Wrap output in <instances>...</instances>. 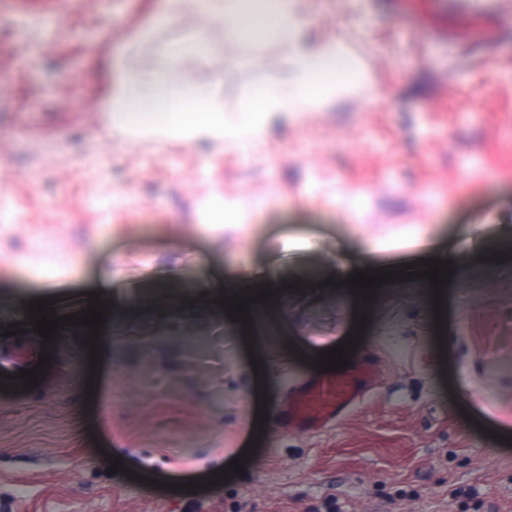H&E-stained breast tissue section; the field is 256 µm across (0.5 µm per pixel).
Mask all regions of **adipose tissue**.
Returning a JSON list of instances; mask_svg holds the SVG:
<instances>
[{"mask_svg": "<svg viewBox=\"0 0 512 512\" xmlns=\"http://www.w3.org/2000/svg\"><path fill=\"white\" fill-rule=\"evenodd\" d=\"M190 7L199 16L220 21L234 41L295 45L286 78L241 102L237 117L231 118L210 88L185 89L173 70L148 83L130 77L106 102L120 130L156 131L172 148L206 134L246 149L263 139L268 114L303 111L363 79L357 69L345 65L346 53L339 43L303 41L305 22L296 0H164L158 26L173 27Z\"/></svg>", "mask_w": 512, "mask_h": 512, "instance_id": "adipose-tissue-1", "label": "adipose tissue"}]
</instances>
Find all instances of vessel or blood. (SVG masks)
I'll return each instance as SVG.
<instances>
[{
    "label": "vessel or blood",
    "mask_w": 512,
    "mask_h": 512,
    "mask_svg": "<svg viewBox=\"0 0 512 512\" xmlns=\"http://www.w3.org/2000/svg\"><path fill=\"white\" fill-rule=\"evenodd\" d=\"M379 377L378 356L355 355L348 367L293 382L279 419L311 434L326 432L366 400L368 387Z\"/></svg>",
    "instance_id": "1"
}]
</instances>
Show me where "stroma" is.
<instances>
[{
	"label": "stroma",
	"instance_id": "obj_1",
	"mask_svg": "<svg viewBox=\"0 0 512 512\" xmlns=\"http://www.w3.org/2000/svg\"><path fill=\"white\" fill-rule=\"evenodd\" d=\"M394 2L299 0L306 36L343 42L364 80L270 114L246 152L207 136L174 152L114 129L111 88L168 68L162 0L0 8V333L50 292L31 274L45 266L63 280L56 315L97 291L122 318L95 379L75 355L33 390H0V512H512V261L492 280L449 282L439 319L412 292L384 296L360 345L380 356L379 382L321 435L278 422L286 377L313 376L311 363L269 344L258 379L242 322L144 313L265 266L279 339L316 353L346 339L360 306L340 287L356 260L339 241L369 239L370 265L387 271L422 264L417 235L465 254L512 226V0ZM202 29L209 50L184 59L185 86L223 67L216 92L231 108L281 82L290 45L236 43L200 17L179 26L187 39ZM222 204L238 223H210ZM195 336L211 338L207 354L186 346ZM250 444L244 475L210 485ZM107 448L123 472L109 474Z\"/></svg>",
	"mask_w": 512,
	"mask_h": 512
}]
</instances>
